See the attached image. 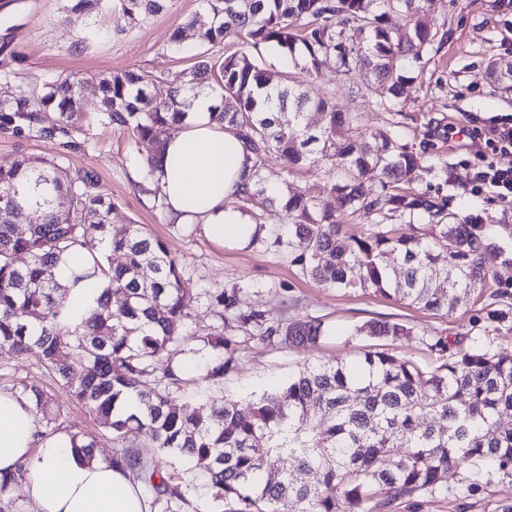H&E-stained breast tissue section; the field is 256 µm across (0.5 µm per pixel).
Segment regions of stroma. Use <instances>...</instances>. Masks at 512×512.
I'll use <instances>...</instances> for the list:
<instances>
[{
	"label": "stroma",
	"instance_id": "stroma-1",
	"mask_svg": "<svg viewBox=\"0 0 512 512\" xmlns=\"http://www.w3.org/2000/svg\"><path fill=\"white\" fill-rule=\"evenodd\" d=\"M67 0H0V36L12 34L18 59L13 68L19 83L38 90L43 81L73 76L84 82V110L95 115L100 78L122 70H146L168 77L194 63L196 36L185 30L183 51L170 47L174 29L187 17L202 10V0H169L161 13L138 25L115 32V19L104 12L86 16L66 12ZM425 14L446 33L445 43L428 54L418 80L409 90L399 113L378 109L364 90L339 82L331 68L304 76V88L311 97L329 98L341 112L359 113V138L395 122L406 142L418 144L423 123L445 117L448 124L462 126L474 119L512 115V89L487 79L484 71L490 58L512 61V0H423ZM95 27L101 38L76 44L78 32ZM80 147L64 150L60 139L15 138L0 134V167L11 166L19 157L63 158L76 170L94 171L101 189L111 197V214L116 224H141L162 240L177 257L183 276L194 297L189 309L191 330L204 331L215 320L207 306V294L232 287L244 290L243 299L255 308L279 307L283 298L294 301L290 310L296 317L321 318L327 329L315 348L271 347L250 340L235 355L233 370L217 390L228 399L245 400L287 380L305 363L340 359L354 364L364 350L373 348L372 338L358 334V327L373 321H399L416 329L447 331L461 336L483 304L478 292L461 293L451 315L441 318L388 300L358 288L338 290L304 279L287 258L266 243L241 247L219 245L201 224H172L151 195L142 192L134 177L141 163L154 149L151 142L132 143L127 133L113 126L92 124L88 133H75ZM448 164V219L455 222L478 213L485 224L502 232V242L512 248V207L504 206L489 192L475 193L482 163L470 140L454 137L441 144ZM268 188L291 183L323 203H331L328 181L300 169L287 171L278 155H268L262 168ZM36 384L53 394L63 411V425L91 434L102 458L112 455V435L100 425L88 408L69 400L67 394L45 373L39 349L15 359L0 354V391H18ZM512 501V483H493L474 497H407L390 505H378L374 512H500Z\"/></svg>",
	"mask_w": 512,
	"mask_h": 512
}]
</instances>
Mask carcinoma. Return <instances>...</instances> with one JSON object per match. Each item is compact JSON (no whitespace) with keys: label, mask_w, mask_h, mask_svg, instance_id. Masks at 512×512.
<instances>
[{"label":"carcinoma","mask_w":512,"mask_h":512,"mask_svg":"<svg viewBox=\"0 0 512 512\" xmlns=\"http://www.w3.org/2000/svg\"><path fill=\"white\" fill-rule=\"evenodd\" d=\"M73 13L102 8L117 15L116 28L164 9L167 0H71ZM208 20L191 17L196 62L173 80L125 70L98 82L96 120L149 140L155 153L144 162L152 181L156 153L169 128L179 124L205 91L210 119L246 141L251 185L239 196L262 208L274 225L268 245L288 257L303 276L336 289L360 288L398 297L434 315H450L459 292L490 288L485 314L472 327L497 330L509 317L492 305L512 297V283L497 279L491 263L512 264L485 224H450L443 184L431 177L447 170L433 153L448 139L445 119L427 124L419 148L395 126L371 133L357 150L355 112H338L330 99L313 100L296 73L272 62L274 50L308 74L325 66L345 84L362 81L392 111L406 94L411 73L445 35L420 16L419 0H203ZM409 30L396 37V23ZM224 52L215 53L216 47ZM8 46L0 44V133L17 138L66 139L87 121L77 104L83 81L72 77L43 84L35 95L11 86ZM486 75L512 83V62L493 60ZM292 109L288 123L280 111ZM320 115L313 124L308 114ZM278 154L290 170L328 174L333 204L324 205L285 184L267 195L260 173L264 157ZM381 175L370 192L364 176ZM288 224L276 223L278 210ZM41 213L39 224L20 232L16 216ZM112 200L90 171L70 172L56 161L23 156L0 167V352L16 357L41 350L43 367L70 398L85 405L112 433L110 463L127 469L155 512H182V480L166 474L158 455L206 461L197 488L230 512H371L373 502L419 495L476 496L493 480L512 482V354L494 336H456L415 331L396 321L367 325L369 336L395 342L420 336L433 355L429 365L390 350H368L359 367L343 361L307 364L258 395L244 413L236 401L202 393L176 394L191 371L175 361L185 353L192 302L179 261L139 224L110 221ZM367 221L351 234L346 214ZM425 215L427 224L402 231L398 221ZM26 253L23 266L15 256ZM123 262L114 266L110 256ZM80 254V271H65ZM82 286L94 307L82 309L71 291ZM241 289L209 295L221 324L196 341L214 352L205 380L216 383L231 369L238 336L269 346L316 347L327 335L317 317L244 308ZM55 319L43 321L45 309ZM229 356H223V352ZM83 358L78 369L64 356ZM45 421L42 436L58 431L61 409L37 385H23ZM147 432L140 445L135 436ZM72 450L93 458L95 439L71 434ZM458 471L457 486L443 484ZM306 476L297 482L293 474ZM20 468L0 481V512H10V485L26 479Z\"/></svg>","instance_id":"1"}]
</instances>
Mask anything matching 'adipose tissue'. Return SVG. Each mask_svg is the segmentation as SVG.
I'll return each instance as SVG.
<instances>
[{"instance_id": "adipose-tissue-1", "label": "adipose tissue", "mask_w": 512, "mask_h": 512, "mask_svg": "<svg viewBox=\"0 0 512 512\" xmlns=\"http://www.w3.org/2000/svg\"><path fill=\"white\" fill-rule=\"evenodd\" d=\"M211 106L209 96L196 99L181 131L167 139L156 178L170 222H198L215 243L243 246L265 233L229 205L249 178L247 151L211 122ZM37 431L31 397L0 392V476L25 467L23 491L36 512H151L129 473L76 457L66 431Z\"/></svg>"}]
</instances>
